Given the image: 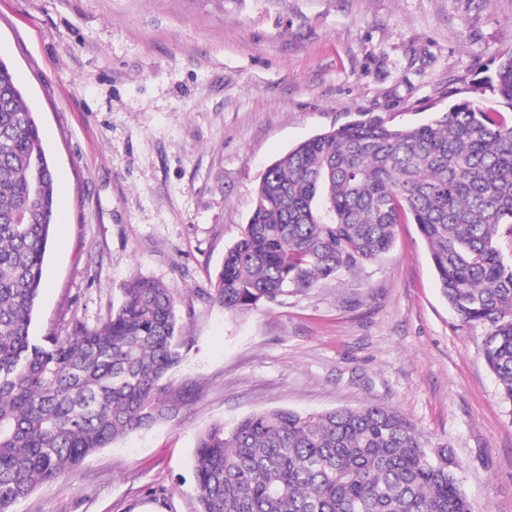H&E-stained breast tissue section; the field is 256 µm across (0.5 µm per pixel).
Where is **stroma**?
I'll list each match as a JSON object with an SVG mask.
<instances>
[{"mask_svg":"<svg viewBox=\"0 0 512 512\" xmlns=\"http://www.w3.org/2000/svg\"><path fill=\"white\" fill-rule=\"evenodd\" d=\"M512 53V0H0V58L60 187L35 341L141 276L190 339L179 418L100 449L15 512H196V435L377 404L448 448L470 512H512V407L440 294L417 225L352 276L233 315L209 300L267 167L357 113L422 123Z\"/></svg>","mask_w":512,"mask_h":512,"instance_id":"1","label":"stroma"}]
</instances>
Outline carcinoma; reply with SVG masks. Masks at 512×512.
Listing matches in <instances>:
<instances>
[{"label":"carcinoma","instance_id":"carcinoma-1","mask_svg":"<svg viewBox=\"0 0 512 512\" xmlns=\"http://www.w3.org/2000/svg\"><path fill=\"white\" fill-rule=\"evenodd\" d=\"M488 88L512 111V54ZM51 162L34 112L0 59V512L39 483L67 479L99 449L174 421L187 337L173 293L141 277L97 326L30 337L57 224ZM417 225L460 321L485 330L484 357L512 405V121L477 99L400 126L360 112L269 166L211 298L244 313L354 273ZM446 448L369 404L251 414L196 438L197 512H469Z\"/></svg>","mask_w":512,"mask_h":512}]
</instances>
